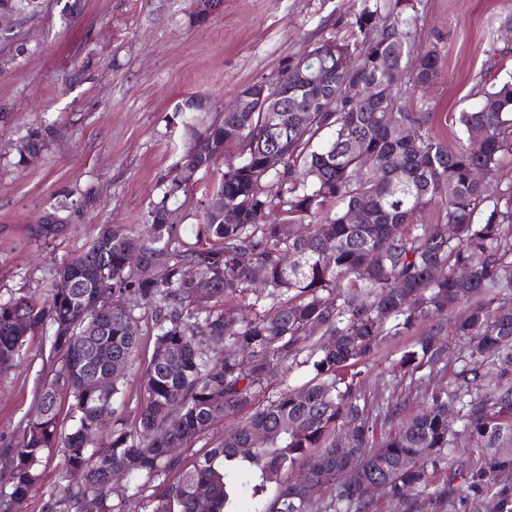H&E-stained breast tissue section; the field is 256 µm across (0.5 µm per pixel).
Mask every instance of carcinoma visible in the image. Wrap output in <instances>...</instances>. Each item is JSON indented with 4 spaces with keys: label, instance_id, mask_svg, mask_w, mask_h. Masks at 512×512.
Masks as SVG:
<instances>
[{
    "label": "carcinoma",
    "instance_id": "1",
    "mask_svg": "<svg viewBox=\"0 0 512 512\" xmlns=\"http://www.w3.org/2000/svg\"><path fill=\"white\" fill-rule=\"evenodd\" d=\"M419 20L415 0H362L333 37L308 88L288 98V134L274 141L264 112H226L205 133L192 134L181 164L208 171L224 153L239 161L224 170L213 198L224 211L206 207L196 243L185 248L170 223L169 200L182 185L170 180L139 234L101 227L84 251L63 263L46 299L20 296L0 302V372L27 354L30 338L49 342L42 356L35 411L13 437L0 435V512H17L44 478L57 453L63 463L43 512H83L86 501L99 512H238L234 501L251 491L249 512H312L296 481H281L295 468L329 492L324 512L371 507L356 488L336 482L344 461L336 456V432L349 431L347 447L367 475L388 484L402 503L427 491L428 468L442 460L453 435L448 404L460 390L478 384L484 365L512 372V303L496 290H512V178L503 162L512 157V76L492 80L479 104L449 115L463 137H438L412 99L437 80V51L411 54ZM361 95L347 96L350 80ZM336 95L335 111H322L319 97ZM177 111L192 130L195 97ZM412 125L407 140L401 127ZM481 135L475 150L471 136ZM57 135L50 126L29 129L24 140L35 151ZM270 150L285 155L279 170L265 171ZM484 172V179L473 176ZM435 224H415L429 206ZM363 222L350 224L352 210ZM298 233L285 237L283 225ZM63 225L30 227L36 240L56 238ZM298 257L289 268L285 253ZM443 267L435 278L432 270ZM188 268L197 278L185 276ZM243 296L250 317L218 313L211 303ZM151 312L145 328L129 299ZM101 306L98 315L87 304ZM467 312L457 329L470 337V365L454 393L433 394L423 412L377 440L365 414L356 368L388 336L425 320L435 327L404 350L397 369L414 375L433 371L446 355L438 319L459 305ZM151 354L136 364L143 344ZM121 363L125 370L111 373ZM140 370L137 412L118 413L125 401V376ZM311 378L297 389L283 386L293 370ZM112 374L106 389L96 376ZM275 390L241 425L203 453L190 456L215 422L252 409L260 392ZM66 420H61V414ZM464 429L490 447L512 430V391L492 402L468 403ZM512 470V458L495 457L467 475L479 494L497 485V473ZM120 471L131 494L112 498V474ZM257 475L258 483L246 477ZM278 484L263 497L266 484Z\"/></svg>",
    "mask_w": 512,
    "mask_h": 512
}]
</instances>
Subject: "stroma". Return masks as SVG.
<instances>
[{
    "instance_id": "1",
    "label": "stroma",
    "mask_w": 512,
    "mask_h": 512,
    "mask_svg": "<svg viewBox=\"0 0 512 512\" xmlns=\"http://www.w3.org/2000/svg\"><path fill=\"white\" fill-rule=\"evenodd\" d=\"M360 0H222L205 21L193 0H40L36 13L0 21V301L46 297L54 271L83 250L99 225L132 229L144 224L175 174L186 128L175 115L188 96L206 98L201 125L222 119L238 92L274 79L289 57L336 35ZM414 31L417 52L436 49L440 78L416 98L432 115L437 135L451 138L448 115L472 108L492 79L512 74V33L499 21L512 0H419ZM56 125L61 135L41 158L18 160L16 145L28 128ZM234 155L219 158L169 202L179 235L194 242L215 185ZM47 212L65 221L56 239L37 241L29 228ZM448 316L443 339L450 354L419 380L395 369L402 351L427 325L387 337L361 366V391L377 438L415 416L432 392L454 390L469 363L468 340ZM41 341L0 373V434L9 435L33 407L42 360ZM403 403L387 414L390 397ZM455 443L430 473L432 487L450 486L447 502L421 495L416 506L395 504L381 491L370 512H492L489 496L473 494L469 465L498 452L512 454V436L501 449L484 447L451 415Z\"/></svg>"
}]
</instances>
